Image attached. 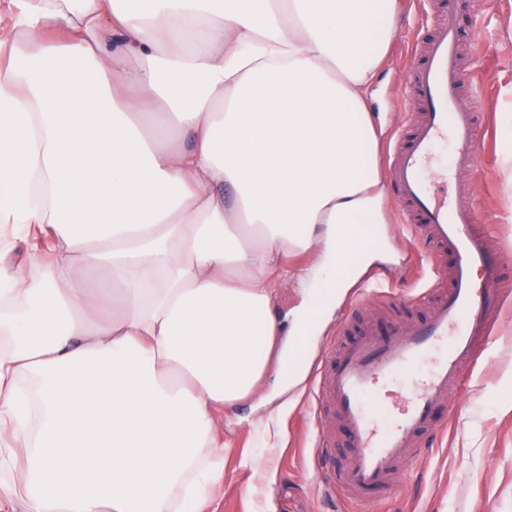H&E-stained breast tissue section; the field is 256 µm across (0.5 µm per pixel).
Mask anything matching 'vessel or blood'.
<instances>
[{"label":"vessel or blood","instance_id":"b4317fda","mask_svg":"<svg viewBox=\"0 0 512 512\" xmlns=\"http://www.w3.org/2000/svg\"><path fill=\"white\" fill-rule=\"evenodd\" d=\"M473 2L444 0L431 34L417 44L419 61L402 86L416 94L421 112L389 161L401 222L432 246L425 292L434 304L422 323L370 327L316 364L314 391L332 408L349 450L346 464L331 467L348 498L367 499L389 487L401 465L422 458L438 412L459 403L464 369L512 302V290L499 278L503 247L478 224L473 193L456 182L458 171L474 166L482 140L477 113L458 105L468 84L461 21L472 15ZM445 141L453 143L454 156L435 183L428 172L436 146ZM477 269L487 276L481 288L472 279ZM397 397L401 407L380 428V410Z\"/></svg>","mask_w":512,"mask_h":512}]
</instances>
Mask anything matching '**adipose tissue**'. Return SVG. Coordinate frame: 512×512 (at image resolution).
Instances as JSON below:
<instances>
[{"instance_id":"adipose-tissue-1","label":"adipose tissue","mask_w":512,"mask_h":512,"mask_svg":"<svg viewBox=\"0 0 512 512\" xmlns=\"http://www.w3.org/2000/svg\"><path fill=\"white\" fill-rule=\"evenodd\" d=\"M0 61V512H208L218 415L378 256L367 104L398 0H12ZM41 270L27 275L28 266ZM305 297L298 288L292 286L280 288L273 301V309L277 316L284 323L285 331L290 329L291 321L304 305Z\"/></svg>"}]
</instances>
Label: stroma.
<instances>
[{
    "label": "stroma",
    "mask_w": 512,
    "mask_h": 512,
    "mask_svg": "<svg viewBox=\"0 0 512 512\" xmlns=\"http://www.w3.org/2000/svg\"><path fill=\"white\" fill-rule=\"evenodd\" d=\"M400 21L391 39L370 106L382 129L380 160L398 135L408 130L407 115L418 112L413 99L400 96L402 78L413 58L411 46L425 34L424 0H399ZM478 28L466 39L481 43L476 63L486 93L487 134L475 170L461 173L474 194L480 215H492L488 229L506 247L512 263V137L496 116L512 104V0H477ZM395 185L387 187L389 244L357 286L341 294L326 313L321 331L311 336L309 360L325 356L340 323L351 333L367 325L419 319L426 304L417 290L429 270L426 241L412 239L399 222ZM278 361L254 395L225 406L219 427L224 434V472L214 491L211 512H512V308L495 327L467 379L463 402L443 411L441 434L418 466L397 476L373 501L349 504L336 492L322 459L344 460L341 435L332 418L305 394V382L289 391L275 387Z\"/></svg>",
    "instance_id": "stroma-1"
}]
</instances>
